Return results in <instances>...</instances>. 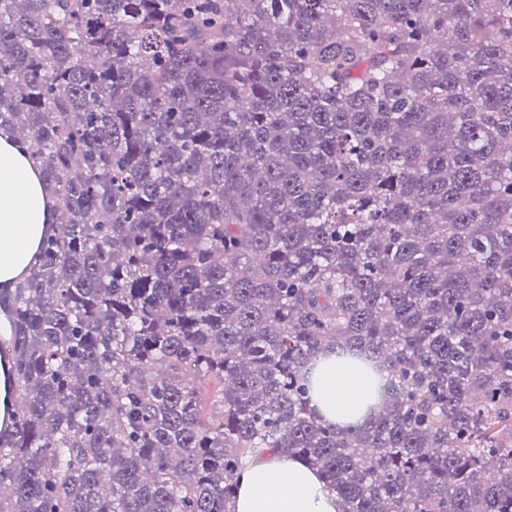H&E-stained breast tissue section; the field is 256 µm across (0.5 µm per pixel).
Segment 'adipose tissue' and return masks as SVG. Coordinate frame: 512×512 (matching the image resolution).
Instances as JSON below:
<instances>
[{"mask_svg": "<svg viewBox=\"0 0 512 512\" xmlns=\"http://www.w3.org/2000/svg\"><path fill=\"white\" fill-rule=\"evenodd\" d=\"M56 230L52 199L38 169L8 136L0 135V288L14 287L35 264L42 240ZM313 402L329 422L365 421L379 400L375 376L318 358L311 375ZM234 512H338L336 498L316 470L285 453L250 462Z\"/></svg>", "mask_w": 512, "mask_h": 512, "instance_id": "1", "label": "adipose tissue"}]
</instances>
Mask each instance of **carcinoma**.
I'll use <instances>...</instances> for the list:
<instances>
[{"label": "carcinoma", "mask_w": 512, "mask_h": 512, "mask_svg": "<svg viewBox=\"0 0 512 512\" xmlns=\"http://www.w3.org/2000/svg\"><path fill=\"white\" fill-rule=\"evenodd\" d=\"M0 130L58 225L0 512H229L279 451L339 512H512V0H0ZM313 404L338 426L363 422L379 400L375 376L362 368L319 357L311 375Z\"/></svg>", "instance_id": "carcinoma-1"}]
</instances>
